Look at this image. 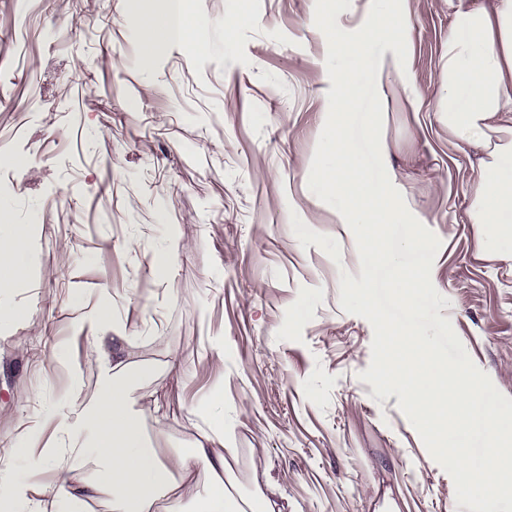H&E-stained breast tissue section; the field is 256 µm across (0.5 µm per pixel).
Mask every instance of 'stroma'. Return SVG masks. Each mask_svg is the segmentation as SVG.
Masks as SVG:
<instances>
[{"label":"stroma","mask_w":512,"mask_h":512,"mask_svg":"<svg viewBox=\"0 0 512 512\" xmlns=\"http://www.w3.org/2000/svg\"><path fill=\"white\" fill-rule=\"evenodd\" d=\"M165 0H0V212L28 257L0 300V481L50 495L55 471L17 455L23 425L97 390V354L70 328L110 295L139 335L124 355L129 405L161 453L207 432L222 395L247 494L274 482L288 512H452V478L398 408L360 380L373 329L340 306L360 278L349 228L308 188L326 121L328 42L315 0H187L200 45L160 44L151 67L134 17ZM405 44L419 105L384 85L383 131L411 214L441 242L431 280L474 364L512 398V255L468 218L475 156L429 104L440 87L448 0H411ZM248 14L250 23L227 27ZM299 216L340 261L301 246ZM138 241L130 251V241ZM170 256L167 270L157 259ZM169 410L166 425L154 406Z\"/></svg>","instance_id":"stroma-1"}]
</instances>
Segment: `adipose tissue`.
I'll return each instance as SVG.
<instances>
[{
	"mask_svg": "<svg viewBox=\"0 0 512 512\" xmlns=\"http://www.w3.org/2000/svg\"><path fill=\"white\" fill-rule=\"evenodd\" d=\"M145 48L161 43L193 45L197 26L181 9V0H167L157 17L135 21ZM413 29L410 12L398 23L373 28L346 27L344 44L353 68L339 75L334 94L337 109H347L359 94L354 70L368 61L366 46L377 41L383 52L376 61L375 88L398 78L412 87L411 68L403 49ZM433 111L460 143L475 148L477 177L469 209L471 223L487 238L512 251V0H457L448 26L442 80ZM72 328L98 354V391L83 407H50L52 438L42 442L35 428L22 431L18 444L40 446V460L49 467L70 458L54 488L55 512H84L87 501L106 498L110 512H284L280 491L268 487L256 495L233 493L229 460L236 450L222 433L224 420L213 417L216 435L203 436L188 452L161 455L148 443L140 418L128 404L129 376L122 360L125 348L137 343L135 334L112 326L100 308L73 318ZM207 481L194 498L181 484L194 473Z\"/></svg>",
	"mask_w": 512,
	"mask_h": 512,
	"instance_id": "ef3b65f1",
	"label": "adipose tissue"
}]
</instances>
